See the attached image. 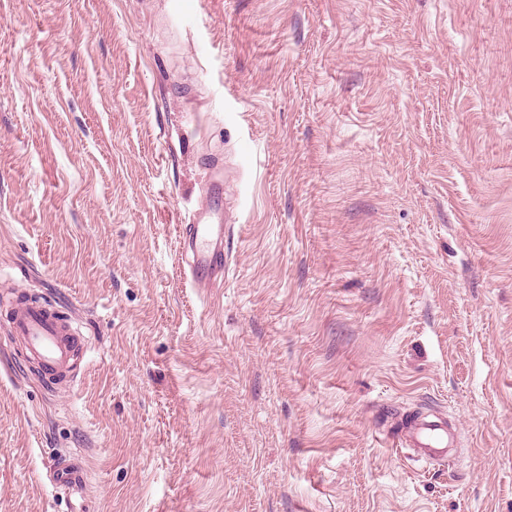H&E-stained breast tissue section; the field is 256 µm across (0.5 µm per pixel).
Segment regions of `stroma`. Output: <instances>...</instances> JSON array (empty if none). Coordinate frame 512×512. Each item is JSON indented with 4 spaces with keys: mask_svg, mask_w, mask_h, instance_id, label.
<instances>
[{
    "mask_svg": "<svg viewBox=\"0 0 512 512\" xmlns=\"http://www.w3.org/2000/svg\"><path fill=\"white\" fill-rule=\"evenodd\" d=\"M78 506L512 512V0H0V512ZM212 207L196 211L190 224L184 228V246L191 253L188 276L194 284H211L216 275L227 269L224 257V226L209 221ZM219 260V261H218ZM36 304L23 302L12 309L10 332L22 341L29 357L50 379H66L82 347V338L62 312ZM392 446L411 448L418 459L443 461L457 447V433L442 415H419L407 423L401 437L392 439ZM51 480L57 486L79 493L83 487L84 476L82 469L75 464L59 462L53 468Z\"/></svg>",
    "mask_w": 512,
    "mask_h": 512,
    "instance_id": "35a3bbf8",
    "label": "stroma"
}]
</instances>
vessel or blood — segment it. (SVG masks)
<instances>
[{"label":"vessel or blood","instance_id":"vessel-or-blood-1","mask_svg":"<svg viewBox=\"0 0 512 512\" xmlns=\"http://www.w3.org/2000/svg\"><path fill=\"white\" fill-rule=\"evenodd\" d=\"M210 209L197 210L184 228V245L191 254L188 275L192 283L209 284L224 272V227L210 221ZM10 332L25 346L29 357L42 366L53 380L66 379L82 347L69 318L61 312L36 304L24 303L13 308L9 318ZM393 447L408 448L415 458L442 461L457 445V433L446 417L438 414L419 415L411 419L402 434L392 441ZM51 479L57 486L81 491L83 471L72 463L54 466Z\"/></svg>","mask_w":512,"mask_h":512}]
</instances>
